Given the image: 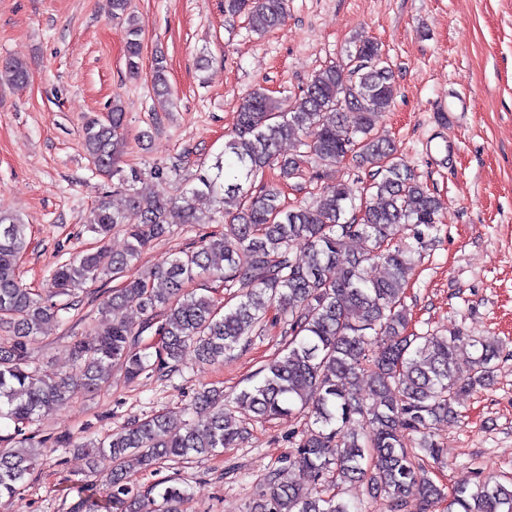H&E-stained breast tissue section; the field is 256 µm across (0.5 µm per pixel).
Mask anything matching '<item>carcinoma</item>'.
I'll return each instance as SVG.
<instances>
[{
	"label": "carcinoma",
	"instance_id": "obj_1",
	"mask_svg": "<svg viewBox=\"0 0 512 512\" xmlns=\"http://www.w3.org/2000/svg\"><path fill=\"white\" fill-rule=\"evenodd\" d=\"M288 9L289 0H224V13L247 16L260 34L283 25ZM108 12L126 21V66L136 74L143 46L129 0H108ZM0 71L16 86L28 79L16 60L1 64ZM151 82L157 97L169 95L161 55L154 58ZM394 96L393 72L381 47L358 39L347 62L326 65L294 98H276L261 87L246 93L223 155L199 173L197 184L172 195L169 172L154 167L149 176L160 190L146 199L135 188L142 172L123 175L117 167L127 140L120 100L112 101L106 120L86 121L83 145L93 170L118 177L127 197L122 211L100 201L88 229L101 242L120 229L127 244L121 254L111 255L101 245L58 264L51 287L72 296L104 277L121 280V287L100 302L108 320L96 339L71 344V371L31 368L30 346L46 324L66 321L73 304L50 303L21 284L17 265L26 248V225L0 212V323L14 334L10 344L0 345V420L14 426V445L0 448V497L29 485L45 447H74L86 452L91 472L104 478L103 501L93 487L78 488L86 512H111L115 506L138 512L133 466L151 469L167 460L213 456L245 439L246 421L290 417L299 408L308 410V422L286 459L294 478L283 483L270 474L250 512H360L341 497L343 485L352 482L366 484L373 498L389 499L393 512L413 492L427 504L448 499V512H512V483L487 477L447 494L422 462L442 463L443 449L431 439V429L458 417L462 394L491 383V362L500 348L490 338L407 333L405 290L414 254L427 246L442 203L399 157L395 142L376 132ZM284 140L295 141L301 151L281 157ZM348 154L370 169L369 182L358 192L339 181L328 183L313 202L288 207L279 185L264 180L272 167L284 181L302 179L305 158L336 166ZM202 199L235 202V209L224 210L222 229L150 271L134 273L142 254L172 225L204 223L197 207ZM346 239L362 247L342 260ZM298 241L304 244L302 256L293 254ZM373 265L383 266L386 275L369 278L366 270ZM210 278L222 279L227 289L239 287V301L221 308L210 295L189 288ZM131 296L141 303L136 325L113 318ZM271 310L284 318L288 340L259 370V381L229 404L221 388L199 391L196 402L209 410L206 419L177 429L156 414L105 440L88 437L81 443L70 433L50 443L27 434L40 415L66 405L73 389L100 390L107 383L104 370L112 366H120L129 380L145 373L168 377L190 347L202 362L224 361ZM146 332L159 337L152 352L139 346ZM463 346L477 352L464 373L456 363ZM363 381L368 392L361 395L356 384ZM159 485L162 512H181L186 489Z\"/></svg>",
	"mask_w": 512,
	"mask_h": 512
}]
</instances>
